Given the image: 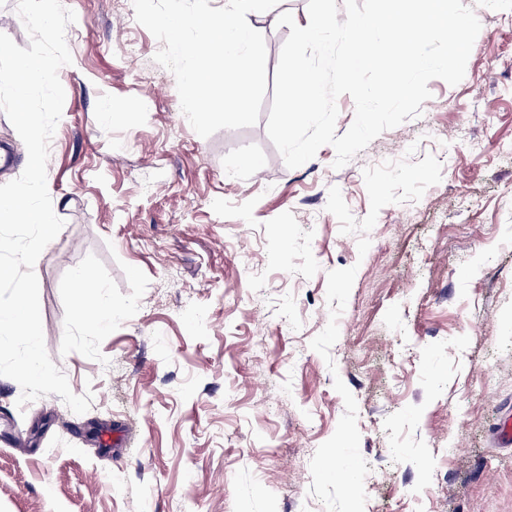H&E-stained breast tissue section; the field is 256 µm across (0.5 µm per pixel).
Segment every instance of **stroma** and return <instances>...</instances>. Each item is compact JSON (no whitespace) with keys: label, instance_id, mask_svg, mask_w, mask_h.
Here are the masks:
<instances>
[{"label":"stroma","instance_id":"35a3bbf8","mask_svg":"<svg viewBox=\"0 0 512 512\" xmlns=\"http://www.w3.org/2000/svg\"><path fill=\"white\" fill-rule=\"evenodd\" d=\"M481 30L457 85L342 168H288L258 122L200 137L132 0L76 14L47 187L65 225L38 258L44 341L90 409L17 407L0 376V512H325L310 461L358 404L365 512H512V0H462ZM308 0L260 20L266 81ZM434 155L441 181L383 207L359 255L327 211H369L363 170ZM356 267L339 338L327 274ZM108 317L75 316L76 270ZM72 288L80 297L94 298L98 301L102 286L86 270L80 269L73 275Z\"/></svg>","mask_w":512,"mask_h":512}]
</instances>
